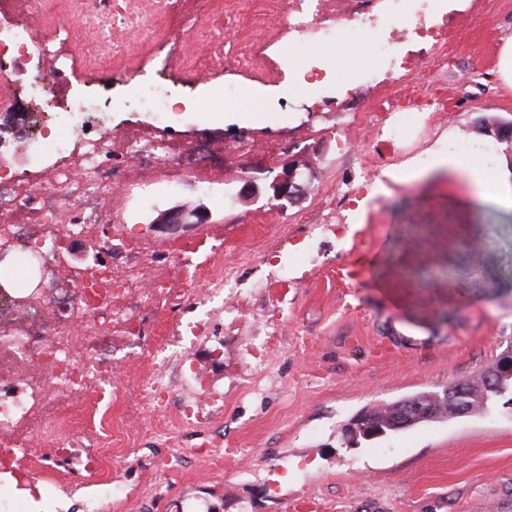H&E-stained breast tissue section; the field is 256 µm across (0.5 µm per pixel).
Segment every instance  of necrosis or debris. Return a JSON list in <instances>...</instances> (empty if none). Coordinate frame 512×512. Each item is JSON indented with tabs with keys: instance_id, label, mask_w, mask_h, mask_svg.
<instances>
[{
	"instance_id": "obj_1",
	"label": "necrosis or debris",
	"mask_w": 512,
	"mask_h": 512,
	"mask_svg": "<svg viewBox=\"0 0 512 512\" xmlns=\"http://www.w3.org/2000/svg\"><path fill=\"white\" fill-rule=\"evenodd\" d=\"M78 16L65 8L66 0H36L34 14L16 10L13 0H0V14L10 17L0 28V112H14L18 98L9 75L29 69L33 89L28 111L51 119L60 113H84L85 99L75 93L59 102L45 90V72L66 70L67 44L74 25L95 29L98 41L84 44L85 55L101 60L104 49L121 54L124 42L115 40L120 29L138 32L145 41L161 46L171 38L199 32L211 37L215 51L197 63L200 71L225 63L263 70L266 79L279 83L286 72L298 69V83L312 91L334 73L330 59L313 57L295 67L290 37L312 36L332 44L400 24L395 39H376L368 67L354 69L352 82L380 92L377 102L350 114L342 130L375 125L372 148L354 153L363 177L387 144L407 140L419 122L405 101L410 93L429 92L432 85L423 61L447 69L446 49L456 34V15L468 9V0H260V7L243 25L251 33L250 47L224 43L213 35L207 21L215 0H151L141 11L135 0H77ZM287 15V27L265 38L262 29L269 15ZM397 71L403 83L388 86L386 76ZM127 96L142 111L154 113L151 126L132 124L111 132L83 121L80 129L58 130L52 143H37L20 173L8 175L10 158L0 154V251L34 247L35 261L43 273L40 286L9 297V318H0V447L8 449L29 476L47 466L43 439L67 434L68 470L98 473L112 445L111 406L136 395L127 407L126 420L138 425L142 413L154 423L145 434L160 432L173 394H180L182 423H204L190 379L176 371L187 355L185 330L202 337L201 321L184 325L169 321L159 329L156 317L191 302L202 307L232 297L241 267L254 265L249 251L224 258V233L206 226L199 237L176 248H160L149 237L128 239L124 225L115 221L111 188L125 184L131 202H138L153 186L170 182L176 171H188L202 188L224 177L223 162L214 161L212 144L187 147L168 138L170 113L183 111L162 87L158 77L132 82ZM390 123L375 124L381 111ZM350 186L324 179L317 203L305 216L309 224L333 223L337 214L358 220L359 205ZM89 238L104 248L105 260L91 267L66 266L65 244L71 238ZM203 291H195L196 281ZM124 334L126 345L139 355L127 376L125 388L112 381V362L97 353L100 337ZM81 412L84 424L71 431L68 415Z\"/></svg>"
}]
</instances>
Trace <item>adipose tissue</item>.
<instances>
[{"label": "adipose tissue", "instance_id": "obj_1", "mask_svg": "<svg viewBox=\"0 0 512 512\" xmlns=\"http://www.w3.org/2000/svg\"><path fill=\"white\" fill-rule=\"evenodd\" d=\"M433 169L449 170L462 175L478 201H491L505 208H512V174L488 172L480 159H463L451 154L437 156Z\"/></svg>", "mask_w": 512, "mask_h": 512}]
</instances>
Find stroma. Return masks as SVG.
Returning <instances> with one entry per match:
<instances>
[{
  "mask_svg": "<svg viewBox=\"0 0 512 512\" xmlns=\"http://www.w3.org/2000/svg\"><path fill=\"white\" fill-rule=\"evenodd\" d=\"M449 47L452 65L441 81L449 94L467 92L465 106L424 113L406 143L379 159L386 172L431 165L458 135L491 153V164L512 172V152L481 127L512 119V87L492 91L472 76L497 67L512 33V0H472ZM81 39L95 38L88 27ZM80 39V41H81ZM72 42L66 75H47L48 88L68 82L102 96L118 91L117 76L149 75L148 53L130 32L124 55L90 65ZM232 79L243 95L215 101L212 87ZM171 92L195 109L170 124L184 142L206 136L274 137L285 126L301 131L296 159L304 191L266 225L253 221L258 205L238 199L244 174L202 190L189 175L129 211L127 191L113 189L117 220L129 235L159 246L193 237L151 227L156 210L205 206L224 227V252L259 254L239 273L243 290L209 316L208 341L194 342L185 364L201 374L199 403H212L203 427L167 436H142L112 410V440L131 449L113 458L107 477L127 494L104 496L101 486L74 477L72 494L41 487L46 512H289L309 498L325 512H512V407L425 423L347 444L343 430L360 412L472 378L512 343V209L477 204L470 189L436 173L408 184L386 182L373 193L358 166L339 153L330 112H295L259 72H215L199 83H175ZM262 117H255V109ZM359 192L355 224H304L325 176ZM359 275L346 277V269Z\"/></svg>",
  "mask_w": 512,
  "mask_h": 512,
  "instance_id": "35a3bbf8",
  "label": "stroma"
}]
</instances>
